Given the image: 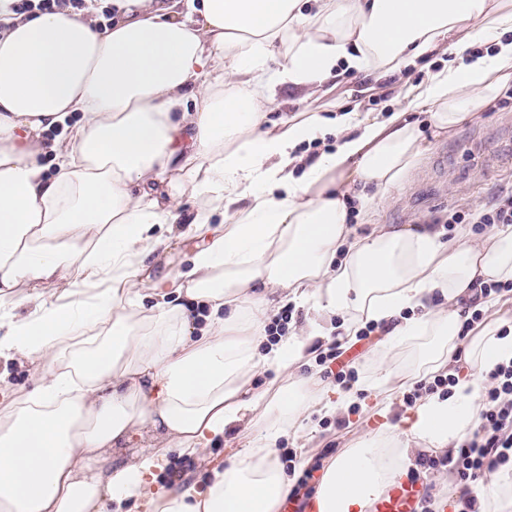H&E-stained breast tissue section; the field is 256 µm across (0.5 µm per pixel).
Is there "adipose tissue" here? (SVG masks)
Returning a JSON list of instances; mask_svg holds the SVG:
<instances>
[{
	"label": "adipose tissue",
	"mask_w": 512,
	"mask_h": 512,
	"mask_svg": "<svg viewBox=\"0 0 512 512\" xmlns=\"http://www.w3.org/2000/svg\"><path fill=\"white\" fill-rule=\"evenodd\" d=\"M12 2L0 0V359L42 377L31 393L0 391V512H279L292 480L278 439L372 387L331 401L305 370L337 315L347 339L386 328L383 384L428 380L459 353L469 372L335 459L319 487L327 512H370L416 452H449L475 428V396L512 361V334L464 338L463 302L512 281V225L447 243L429 226L354 235L343 183L397 187L420 127L401 109L274 123L268 105L280 82L313 95L339 69L380 77L436 53L446 64L408 105L452 133L512 83V0H112L106 26L92 5L20 16ZM330 130L335 150L307 160L301 146ZM174 174L194 200L186 231L203 241L177 274L207 312L198 336L164 288L140 302L144 258L167 244L153 229L179 219L161 190ZM53 277L69 281L64 296L30 293ZM14 302L30 315L15 320ZM290 304L310 318L268 341L266 320ZM420 336L439 344L400 364L395 350ZM267 369L283 382L272 395L253 388ZM238 423L255 428L248 446L205 489H158L171 457L200 458ZM138 427L149 449L104 465ZM472 494L478 512H512V474Z\"/></svg>",
	"instance_id": "obj_1"
}]
</instances>
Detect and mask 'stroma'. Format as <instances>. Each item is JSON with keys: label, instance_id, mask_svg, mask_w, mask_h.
Returning a JSON list of instances; mask_svg holds the SVG:
<instances>
[{"label": "stroma", "instance_id": "1", "mask_svg": "<svg viewBox=\"0 0 512 512\" xmlns=\"http://www.w3.org/2000/svg\"><path fill=\"white\" fill-rule=\"evenodd\" d=\"M439 67L436 58L420 59L403 73L382 80L371 74L345 71L309 98L284 83L274 89L272 117L278 120L305 110L331 118L341 105L380 119L396 109L397 92L427 82ZM410 118L417 122L425 137L424 151L414 169L388 195L374 198L370 217H363L354 209L349 222L362 236L368 235L377 224H432L442 229L449 240L453 237L445 229L449 215L457 213L466 217L478 210L488 211L499 198L512 193V100L496 98L475 120L450 135H434L426 112L414 111ZM170 190L181 202L180 221L165 225L167 248L147 258L141 283L145 289L159 284L172 286L176 273L188 267L197 244L196 239L183 233L185 223L192 217L191 190L178 180L172 182ZM403 395V389H396L391 394L390 405L386 406L381 400L365 397L360 392L348 411L313 416L308 435L290 433L279 440L278 445L283 449L280 461L290 462L292 471L299 475L314 465L327 469L335 457L382 429L386 422L407 416L409 407ZM248 434L244 426L230 427L224 433L223 443L209 448L204 459L177 462L175 469L181 484L189 485L206 477L210 466H223L245 448Z\"/></svg>", "mask_w": 512, "mask_h": 512}]
</instances>
